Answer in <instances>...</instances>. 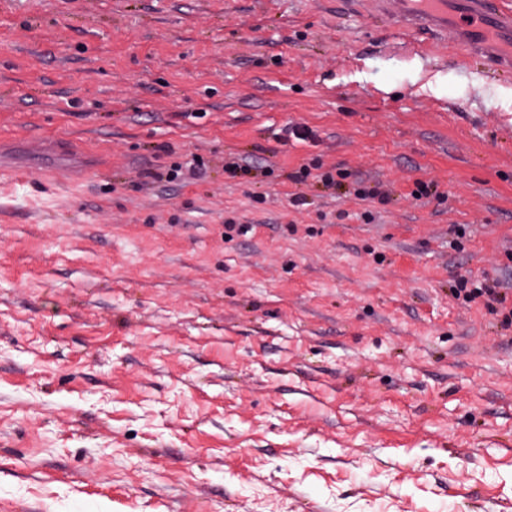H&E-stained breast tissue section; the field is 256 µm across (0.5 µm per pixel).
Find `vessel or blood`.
Listing matches in <instances>:
<instances>
[{
  "instance_id": "1",
  "label": "vessel or blood",
  "mask_w": 512,
  "mask_h": 512,
  "mask_svg": "<svg viewBox=\"0 0 512 512\" xmlns=\"http://www.w3.org/2000/svg\"><path fill=\"white\" fill-rule=\"evenodd\" d=\"M397 13H388L386 0H372L371 8L399 30L422 37L447 40L465 55L486 60L496 69L512 72V0H464L471 24L467 34L448 30V0H398ZM31 166L46 170L62 154L59 142L23 138Z\"/></svg>"
}]
</instances>
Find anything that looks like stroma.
<instances>
[{
  "label": "stroma",
  "mask_w": 512,
  "mask_h": 512,
  "mask_svg": "<svg viewBox=\"0 0 512 512\" xmlns=\"http://www.w3.org/2000/svg\"><path fill=\"white\" fill-rule=\"evenodd\" d=\"M0 153V504L512 512V328L451 292L512 289V73L345 0H0ZM60 144L62 143L58 140L47 141L40 138L32 141L28 137L22 139V147L28 155L30 165L44 171L59 162L63 151Z\"/></svg>",
  "instance_id": "35a3bbf8"
}]
</instances>
